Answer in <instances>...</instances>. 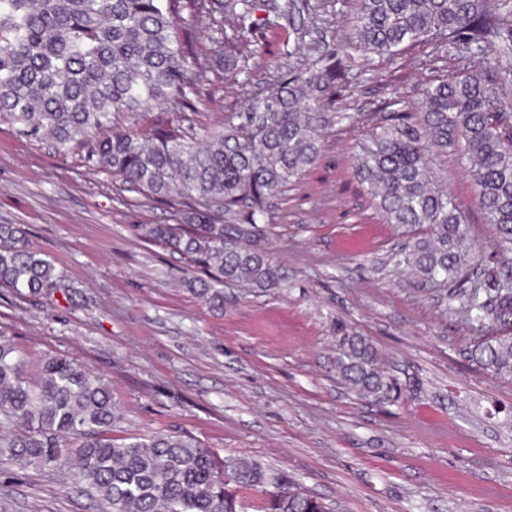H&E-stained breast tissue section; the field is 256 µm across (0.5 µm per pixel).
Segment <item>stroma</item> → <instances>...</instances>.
Masks as SVG:
<instances>
[{"label":"stroma","instance_id":"35a3bbf8","mask_svg":"<svg viewBox=\"0 0 512 512\" xmlns=\"http://www.w3.org/2000/svg\"><path fill=\"white\" fill-rule=\"evenodd\" d=\"M354 0H326L325 24L279 39L251 59L237 83H217L186 116L193 132L243 111L247 94L274 78L273 62L316 58L348 27ZM401 67L381 55L354 67L356 93L338 89L335 110L378 111L392 88L417 101L433 70L426 47ZM363 125L325 126L321 156L273 201L265 248L283 285L256 294L224 289L216 310L194 291L178 253L140 239L138 224H173L169 203L90 170L74 153L18 137L0 124V224H23L76 301L49 308L0 287V325L28 364L74 359L112 385L116 436L188 435L216 453L251 457L283 473L331 512H512V381L468 355L481 332L450 288L426 287L394 264L405 237L383 223L351 165ZM431 166L481 252L472 279L490 287L500 269L495 231L475 204L465 159ZM375 347L396 387L362 399L336 372V338ZM0 512H96L74 491L68 467L19 469L0 457Z\"/></svg>","mask_w":512,"mask_h":512}]
</instances>
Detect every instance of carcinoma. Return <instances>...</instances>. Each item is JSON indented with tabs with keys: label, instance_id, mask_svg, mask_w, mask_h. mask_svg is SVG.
Listing matches in <instances>:
<instances>
[{
	"label": "carcinoma",
	"instance_id": "cac0c4a2",
	"mask_svg": "<svg viewBox=\"0 0 512 512\" xmlns=\"http://www.w3.org/2000/svg\"><path fill=\"white\" fill-rule=\"evenodd\" d=\"M224 31L199 62L196 20ZM311 0H0V121L57 152L83 151L129 190L178 206L176 224H139L147 241L180 252L201 271L197 293L224 307L222 286L278 288V265L261 244L271 200L288 191L321 153L329 91L355 66L354 53L407 59L418 44L434 62L456 50L462 72L421 90L419 113L396 92L367 119L353 172L373 208L407 235L395 263L421 286L463 282L480 262L455 199L429 167L433 149L468 162L476 204L504 258L494 294L479 284L448 296L495 334L471 351L486 373L512 379V102L492 78L512 54V0H356L350 28L309 62L288 61L246 110L196 137L180 117L221 74H239L257 45L285 30L320 24ZM157 111L153 124L139 119ZM0 286L54 301L62 275L30 245L21 224H0ZM336 370L364 398L385 400L392 382L373 346L348 333ZM0 453L25 467L66 464L101 512H328L287 476L241 455L219 456L190 436L108 438L119 420L111 385L77 361L46 355L34 377L0 331Z\"/></svg>",
	"mask_w": 512,
	"mask_h": 512
}]
</instances>
